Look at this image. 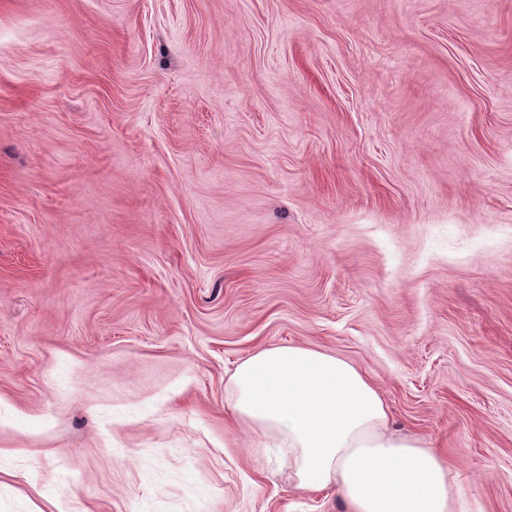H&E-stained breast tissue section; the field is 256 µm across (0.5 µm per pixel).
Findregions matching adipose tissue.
I'll list each match as a JSON object with an SVG mask.
<instances>
[{
  "mask_svg": "<svg viewBox=\"0 0 512 512\" xmlns=\"http://www.w3.org/2000/svg\"><path fill=\"white\" fill-rule=\"evenodd\" d=\"M235 420L288 458L298 488H335L347 512H460L459 470L393 432L376 385L347 360L301 345L259 350L230 379Z\"/></svg>",
  "mask_w": 512,
  "mask_h": 512,
  "instance_id": "adipose-tissue-1",
  "label": "adipose tissue"
}]
</instances>
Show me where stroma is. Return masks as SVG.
Listing matches in <instances>:
<instances>
[{
	"instance_id": "obj_1",
	"label": "stroma",
	"mask_w": 512,
	"mask_h": 512,
	"mask_svg": "<svg viewBox=\"0 0 512 512\" xmlns=\"http://www.w3.org/2000/svg\"><path fill=\"white\" fill-rule=\"evenodd\" d=\"M280 345L512 512V0H0V512H345Z\"/></svg>"
}]
</instances>
